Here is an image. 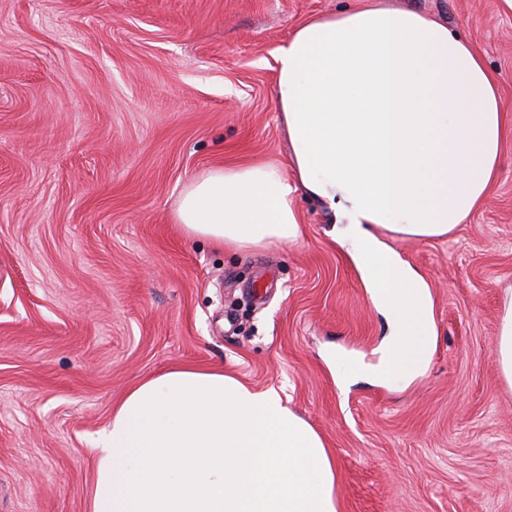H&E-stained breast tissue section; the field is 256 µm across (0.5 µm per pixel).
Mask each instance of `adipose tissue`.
I'll return each instance as SVG.
<instances>
[{"mask_svg":"<svg viewBox=\"0 0 512 512\" xmlns=\"http://www.w3.org/2000/svg\"><path fill=\"white\" fill-rule=\"evenodd\" d=\"M274 100L292 172L266 162L193 178L181 233L235 250L300 237L298 194L321 201L390 329L378 364L340 355L345 376L407 383L434 343L429 286L375 233L447 236L487 196L508 133L478 48L418 12L357 0L299 26L276 55ZM495 363L512 389V287ZM89 512H339L338 463L322 434L275 389L223 369L182 367L125 395L92 450Z\"/></svg>","mask_w":512,"mask_h":512,"instance_id":"adipose-tissue-1","label":"adipose tissue"}]
</instances>
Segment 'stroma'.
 Masks as SVG:
<instances>
[{
	"mask_svg": "<svg viewBox=\"0 0 512 512\" xmlns=\"http://www.w3.org/2000/svg\"><path fill=\"white\" fill-rule=\"evenodd\" d=\"M482 53L512 129V14L384 0ZM353 0H0V512H87L93 437L142 379L224 367L277 389L338 461L340 512H512V389L494 348L512 285V139L485 201L440 239H381L427 281L437 337L409 385L323 203L246 253L187 239L181 193L219 165H286L275 56Z\"/></svg>",
	"mask_w": 512,
	"mask_h": 512,
	"instance_id": "obj_1",
	"label": "stroma"
}]
</instances>
